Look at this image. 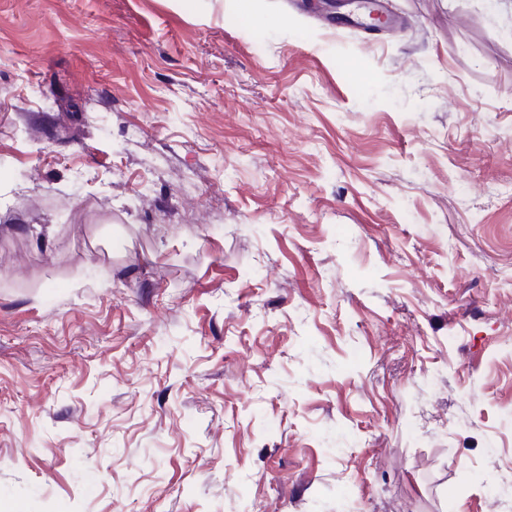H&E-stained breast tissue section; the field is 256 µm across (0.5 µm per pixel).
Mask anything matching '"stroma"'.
Wrapping results in <instances>:
<instances>
[{"label":"stroma","instance_id":"stroma-1","mask_svg":"<svg viewBox=\"0 0 512 512\" xmlns=\"http://www.w3.org/2000/svg\"><path fill=\"white\" fill-rule=\"evenodd\" d=\"M0 0V507L512 512V0Z\"/></svg>","mask_w":512,"mask_h":512}]
</instances>
